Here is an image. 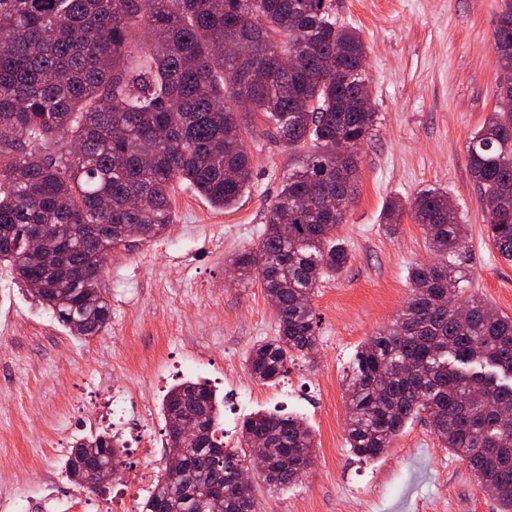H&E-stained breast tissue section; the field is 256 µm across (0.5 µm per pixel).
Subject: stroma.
<instances>
[{
	"instance_id": "35a3bbf8",
	"label": "stroma",
	"mask_w": 512,
	"mask_h": 512,
	"mask_svg": "<svg viewBox=\"0 0 512 512\" xmlns=\"http://www.w3.org/2000/svg\"><path fill=\"white\" fill-rule=\"evenodd\" d=\"M500 0H331L338 22L359 30L376 128L359 155L356 195L336 229L350 256L312 298L317 347L276 385L252 379L242 362L274 338L276 312L259 282L233 276L230 260L258 244L265 212L296 161L262 119L247 121L252 181L236 208H212L176 187L174 222L154 240L134 236L113 249L100 279L110 322L96 336L69 335L8 266L0 264V502L15 512H63L80 497L86 512H139L127 480L165 457L166 392L201 380L224 399V433L274 408L302 416L316 434L310 472L273 491L254 482L258 512H499L466 464L443 447L426 418L409 422L391 448L358 462L346 440L342 378L357 347L390 324L409 297L408 269L429 260L425 236L404 218L396 236L380 222L385 201L419 189L448 191L466 226L469 260L458 304L477 298L512 316V264L489 243L467 143L499 102L493 21ZM112 428L129 433L132 414L152 434L154 453L128 448L120 479L96 492L61 470L68 447Z\"/></svg>"
}]
</instances>
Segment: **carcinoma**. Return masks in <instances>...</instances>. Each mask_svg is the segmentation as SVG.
<instances>
[{
	"instance_id": "obj_1",
	"label": "carcinoma",
	"mask_w": 512,
	"mask_h": 512,
	"mask_svg": "<svg viewBox=\"0 0 512 512\" xmlns=\"http://www.w3.org/2000/svg\"><path fill=\"white\" fill-rule=\"evenodd\" d=\"M494 42L500 96L512 99V0H501ZM365 60L360 34L337 22L330 0H0V262L71 335H96L110 319L96 255L124 244L131 225L162 235L177 183L234 208L252 179L242 119L259 114L301 156L266 209L258 245L231 264L260 280L278 320V336L254 345L245 367L258 382H280L317 344L315 289L349 262L335 229L375 126L376 112L363 111ZM467 153L488 238L512 262V111H494ZM406 213L437 259L409 267L402 313L356 350L344 379L351 453L378 459L424 415L512 512V317L478 299L462 317L449 309L466 230L446 189L389 198L381 223L394 235ZM34 228L44 235L36 260L24 244ZM221 406L201 382L168 390L165 462L142 512H213L219 496V512H255L252 486L224 463L246 458L254 437L281 449L259 470L268 485L284 490L306 476L315 434L302 417L255 411L228 445ZM179 412L197 422L193 443L174 439ZM124 448L108 432L78 440L65 474L85 487L80 461L91 451L116 476Z\"/></svg>"
}]
</instances>
